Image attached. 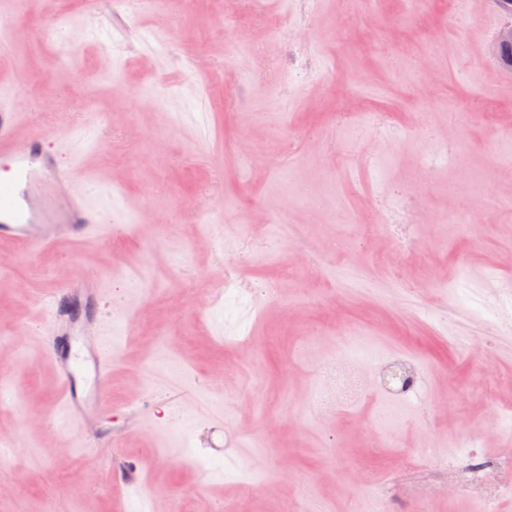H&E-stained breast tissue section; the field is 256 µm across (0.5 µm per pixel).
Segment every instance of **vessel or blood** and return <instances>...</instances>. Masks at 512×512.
<instances>
[{
	"instance_id": "vessel-or-blood-1",
	"label": "vessel or blood",
	"mask_w": 512,
	"mask_h": 512,
	"mask_svg": "<svg viewBox=\"0 0 512 512\" xmlns=\"http://www.w3.org/2000/svg\"><path fill=\"white\" fill-rule=\"evenodd\" d=\"M20 114L15 108L0 105V156L13 170L11 178L0 181V241L21 251L31 252L62 242H83L111 233V226L102 224L99 212L80 195L67 200L64 210L46 206L40 197L44 189L64 191L80 175L74 167H63L47 151L44 141L17 142L15 131ZM96 302L94 281L79 277L58 289L51 297L50 309L54 331L43 337L47 357L53 363L62 395V411L71 424L86 426L93 412L108 405L105 384L112 374V353L104 337H85L92 380L80 377L74 368V329L70 311L74 304L93 307ZM141 466L125 458L120 451L112 453V477L117 482L137 480Z\"/></svg>"
}]
</instances>
